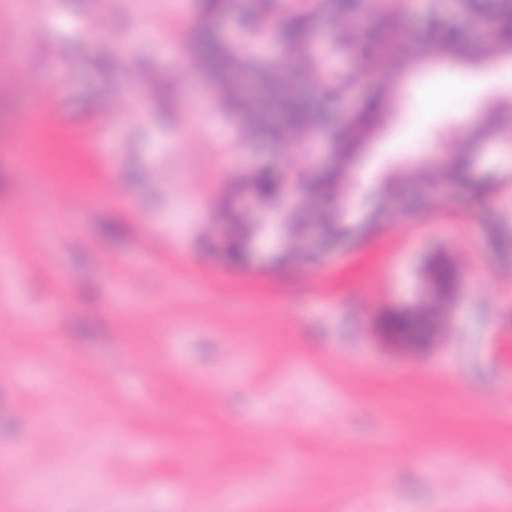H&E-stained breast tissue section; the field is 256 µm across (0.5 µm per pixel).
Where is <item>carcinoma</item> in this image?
<instances>
[{
  "mask_svg": "<svg viewBox=\"0 0 512 512\" xmlns=\"http://www.w3.org/2000/svg\"><path fill=\"white\" fill-rule=\"evenodd\" d=\"M201 18L196 32L195 54L210 83L222 97L225 113L239 121L254 142L275 140L288 151L297 142H317L324 147L327 161L317 164L316 154L287 171L274 175L264 168L253 171L243 182L252 197L272 203L279 197L282 180L299 183L305 195L321 210L322 224L346 242L353 229L334 207L336 197L350 188L348 169L355 153L393 116L398 84L394 76L418 66L415 56H395L399 25L390 0H244L236 21L242 37L260 39L272 31L285 51L297 56L301 66L280 69L257 57L244 58L234 42L221 40L213 23L233 9L238 0H200ZM457 13L468 17H488L496 29L485 35L476 29L462 41L456 28L444 18L446 6L439 0L429 20L430 36L423 52L439 57L454 56L475 62L492 53L512 55V0H453ZM370 41L367 66H354L343 75L324 64V59L340 51L354 50ZM319 73L321 100L312 101L305 90L303 72ZM372 78L370 90L357 111L336 118L328 103L348 95L365 78ZM512 112V102L482 105L472 130L475 143L486 136L501 134L499 114ZM319 177H310V169ZM471 148L447 149L436 159L417 169L413 179L432 188L447 182H464L470 193L482 198L493 185L470 175ZM433 288L457 287L456 270L446 261L433 263L428 270Z\"/></svg>",
  "mask_w": 512,
  "mask_h": 512,
  "instance_id": "1",
  "label": "carcinoma"
}]
</instances>
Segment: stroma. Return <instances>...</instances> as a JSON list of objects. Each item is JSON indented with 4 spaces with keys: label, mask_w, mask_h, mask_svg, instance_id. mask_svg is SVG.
<instances>
[{
    "label": "stroma",
    "mask_w": 512,
    "mask_h": 512,
    "mask_svg": "<svg viewBox=\"0 0 512 512\" xmlns=\"http://www.w3.org/2000/svg\"><path fill=\"white\" fill-rule=\"evenodd\" d=\"M435 0H395L415 53ZM198 0H0V512H512V140L475 145L464 185L424 202L416 167L467 141L472 101L512 96L498 56L399 79L398 107L349 172L358 217L399 174L410 202L317 256L274 230L228 263L234 177L254 154L195 60ZM54 115L47 170L19 150ZM457 297L415 336L434 258ZM56 472L25 507L32 473Z\"/></svg>",
    "instance_id": "obj_1"
}]
</instances>
